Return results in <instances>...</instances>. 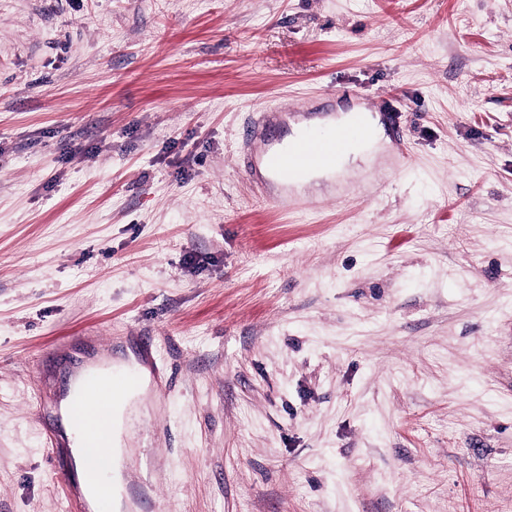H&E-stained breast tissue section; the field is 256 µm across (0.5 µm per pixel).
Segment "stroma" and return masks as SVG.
<instances>
[{
    "label": "stroma",
    "instance_id": "stroma-1",
    "mask_svg": "<svg viewBox=\"0 0 512 512\" xmlns=\"http://www.w3.org/2000/svg\"><path fill=\"white\" fill-rule=\"evenodd\" d=\"M388 102L406 159L245 170ZM145 334L127 512H512V0H0V512Z\"/></svg>",
    "mask_w": 512,
    "mask_h": 512
}]
</instances>
